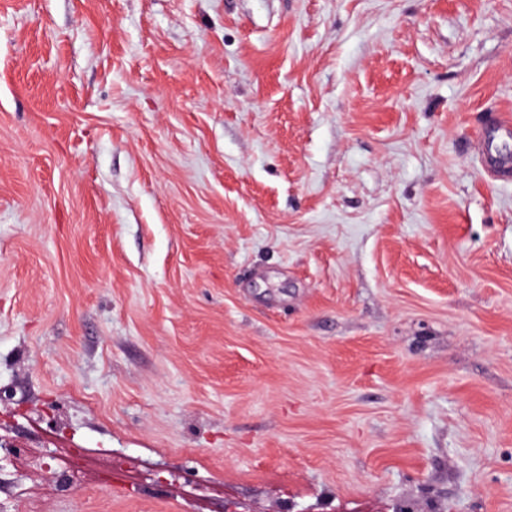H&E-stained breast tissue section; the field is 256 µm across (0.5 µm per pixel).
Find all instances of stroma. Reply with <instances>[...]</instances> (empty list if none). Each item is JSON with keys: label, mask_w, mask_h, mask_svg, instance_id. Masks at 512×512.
<instances>
[{"label": "stroma", "mask_w": 512, "mask_h": 512, "mask_svg": "<svg viewBox=\"0 0 512 512\" xmlns=\"http://www.w3.org/2000/svg\"><path fill=\"white\" fill-rule=\"evenodd\" d=\"M497 113L512 0H0V512H512ZM508 137L489 136L482 131L481 158L487 169L502 173L512 172V149Z\"/></svg>", "instance_id": "stroma-1"}]
</instances>
